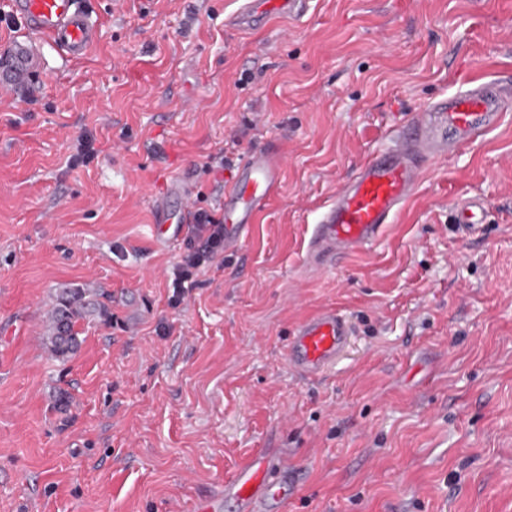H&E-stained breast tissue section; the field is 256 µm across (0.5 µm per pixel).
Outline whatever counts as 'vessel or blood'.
<instances>
[{"instance_id": "vessel-or-blood-1", "label": "vessel or blood", "mask_w": 512, "mask_h": 512, "mask_svg": "<svg viewBox=\"0 0 512 512\" xmlns=\"http://www.w3.org/2000/svg\"><path fill=\"white\" fill-rule=\"evenodd\" d=\"M310 0H243L228 19L232 28L254 27L279 15L301 17ZM10 17L26 32L14 41L0 62V96L32 88L44 73L43 41H51L77 59L96 38V23L87 0H10ZM504 101L499 90L486 84H469L448 99L442 117L448 125V145L473 142L500 120ZM427 121L419 119L399 128L386 150L370 156L356 176L337 188L315 224L307 255H349L374 242L386 224L412 197L424 164L434 147L426 134ZM282 162L274 146L255 150L238 168L224 193V248L238 251L246 241L257 214L280 188ZM351 334L346 317L323 307L303 317L288 340L286 359L303 376L322 374L343 351ZM287 471H274L265 454L224 484L214 487L194 507L195 512H222L233 502L238 512H277L288 502Z\"/></svg>"}]
</instances>
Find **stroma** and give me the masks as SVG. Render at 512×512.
<instances>
[{
  "label": "stroma",
  "instance_id": "obj_1",
  "mask_svg": "<svg viewBox=\"0 0 512 512\" xmlns=\"http://www.w3.org/2000/svg\"><path fill=\"white\" fill-rule=\"evenodd\" d=\"M239 5L92 0L86 55L45 48L43 78L0 99V512H194L263 451L288 463L284 512H512V101L431 157L372 245L323 269L306 255L396 127L474 80L512 89V0H312L226 28ZM272 140L278 195L172 304L195 238L159 246L155 200L186 181L222 219ZM462 198L475 230L451 222ZM65 285L112 300L60 361L43 336ZM328 305L353 334L300 377L285 345Z\"/></svg>",
  "mask_w": 512,
  "mask_h": 512
}]
</instances>
